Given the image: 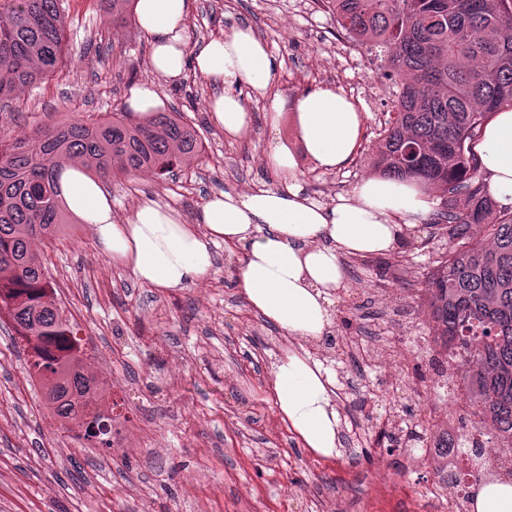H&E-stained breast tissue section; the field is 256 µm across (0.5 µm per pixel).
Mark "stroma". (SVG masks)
<instances>
[{"instance_id": "obj_1", "label": "stroma", "mask_w": 512, "mask_h": 512, "mask_svg": "<svg viewBox=\"0 0 512 512\" xmlns=\"http://www.w3.org/2000/svg\"><path fill=\"white\" fill-rule=\"evenodd\" d=\"M67 56L61 68L0 112V127L26 132L75 119L109 117L132 87L151 79L150 40L136 16L104 25L98 0H67ZM248 25L280 63L285 97L332 86L363 110L365 133L352 161L325 172L302 163L306 195L324 204L349 195L370 176L374 131L394 87L384 60L358 51L325 0H193L189 41ZM167 107L184 113L204 143L200 161L177 178H107L112 209L125 219L140 199L159 196L195 217L224 191L276 189L264 163L272 136L293 142L289 123L270 134L268 102H250L249 138L225 139L207 111L213 87L193 71L160 83ZM448 246L446 230L406 229L390 252L344 259L347 288L334 298L327 339L311 356L349 391L337 395L341 445L323 457L305 448L272 398L273 364L285 340L248 306L237 284V257L215 249V269L178 290L139 283L100 254L88 225L63 224L39 245L60 304L80 327L84 347L115 372L124 398L119 451L84 448L58 430L39 383L26 368V347L10 320L0 321V512H435L427 489L431 461L407 462L404 447L378 451L380 435H397L421 407L442 423L426 433L459 436V415L446 399L403 384L405 365L434 374L432 331L418 306L431 256ZM400 340L404 363L386 358ZM399 392H389L393 381Z\"/></svg>"}]
</instances>
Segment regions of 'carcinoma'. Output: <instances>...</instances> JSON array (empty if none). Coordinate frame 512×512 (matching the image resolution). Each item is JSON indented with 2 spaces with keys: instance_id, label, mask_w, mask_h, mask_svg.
Returning <instances> with one entry per match:
<instances>
[{
  "instance_id": "1",
  "label": "carcinoma",
  "mask_w": 512,
  "mask_h": 512,
  "mask_svg": "<svg viewBox=\"0 0 512 512\" xmlns=\"http://www.w3.org/2000/svg\"><path fill=\"white\" fill-rule=\"evenodd\" d=\"M354 40L385 53L399 88L378 133L372 167L439 193L429 224L448 227V250L432 261L424 295L439 350L434 363L458 386L500 448H512V210L485 194L473 144L497 110L512 106V0H326ZM65 0L0 4V105L55 73L64 61ZM203 142L181 112L130 123L124 112L31 133L0 135V314L29 350V374L61 428L91 448H114L122 421L95 413L80 369L79 326L50 299L33 240L67 223L61 169L165 180L201 156ZM471 432L448 479L471 488L486 463Z\"/></svg>"
}]
</instances>
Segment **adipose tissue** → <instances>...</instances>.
Returning a JSON list of instances; mask_svg holds the SVG:
<instances>
[{
	"label": "adipose tissue",
	"instance_id": "obj_1",
	"mask_svg": "<svg viewBox=\"0 0 512 512\" xmlns=\"http://www.w3.org/2000/svg\"><path fill=\"white\" fill-rule=\"evenodd\" d=\"M190 12L191 0H136L138 24L151 38L153 78L132 89L130 109L144 116L162 110L157 79L176 81L190 68L214 84L207 106L226 139L251 134L249 101H269L265 122L273 130L284 110H291L299 151L276 139L266 153L285 188L210 196L193 224L153 196L117 223L104 182L77 164L62 170L61 194L68 210L91 227L99 253L123 263L138 282L167 290L193 286L212 273L213 248L221 245L239 252L237 282L255 313L286 335L319 339L330 324L332 298L347 283L342 255L389 252L404 227L425 220L434 196L418 181L385 177L362 180L332 206L305 195L299 158L333 171L355 153L362 134L356 103L332 87L285 101L275 87L277 59L250 27H233L193 45ZM474 150L489 193L512 206V108L493 114ZM273 392L283 419L306 448L335 455L340 439L334 379L322 363L305 350L287 349L273 366Z\"/></svg>",
	"mask_w": 512,
	"mask_h": 512
}]
</instances>
